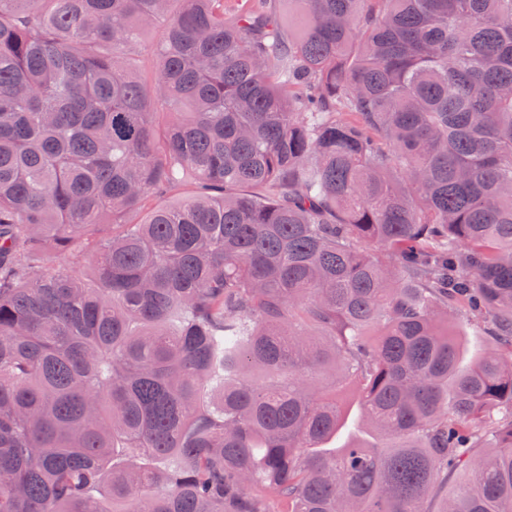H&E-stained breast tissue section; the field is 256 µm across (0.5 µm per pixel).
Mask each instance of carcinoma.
Instances as JSON below:
<instances>
[{"label":"carcinoma","instance_id":"carcinoma-1","mask_svg":"<svg viewBox=\"0 0 512 512\" xmlns=\"http://www.w3.org/2000/svg\"><path fill=\"white\" fill-rule=\"evenodd\" d=\"M277 2L0 0V512H512V0Z\"/></svg>","mask_w":512,"mask_h":512}]
</instances>
